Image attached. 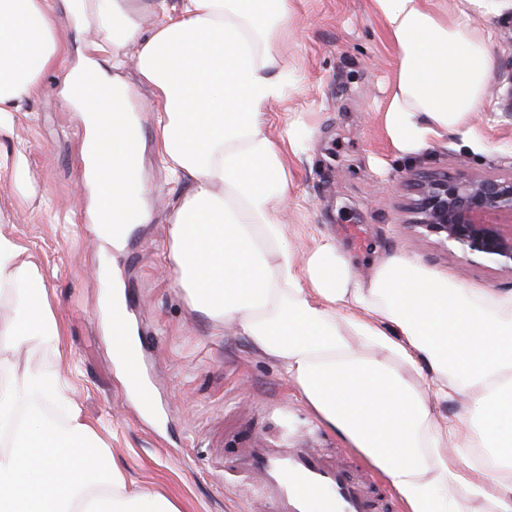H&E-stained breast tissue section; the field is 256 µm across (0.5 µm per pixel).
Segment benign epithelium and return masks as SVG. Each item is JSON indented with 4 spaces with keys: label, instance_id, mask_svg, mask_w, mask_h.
<instances>
[{
    "label": "benign epithelium",
    "instance_id": "1",
    "mask_svg": "<svg viewBox=\"0 0 512 512\" xmlns=\"http://www.w3.org/2000/svg\"><path fill=\"white\" fill-rule=\"evenodd\" d=\"M414 225L440 237L467 260L512 272V177L415 178Z\"/></svg>",
    "mask_w": 512,
    "mask_h": 512
}]
</instances>
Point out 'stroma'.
<instances>
[{
	"mask_svg": "<svg viewBox=\"0 0 512 512\" xmlns=\"http://www.w3.org/2000/svg\"><path fill=\"white\" fill-rule=\"evenodd\" d=\"M446 3L449 16L466 11L489 34L494 76L476 117L483 143L476 150L451 134L403 156L382 121L397 68L382 19L369 0H297L287 57L300 89L287 106H272L267 121L278 135L288 121L308 118L314 133L289 161L291 179L277 214L299 258L329 236L360 276L399 252L464 284L512 291V273L468 263L437 236L420 234L406 211L413 197L410 172L512 175V116L505 101L512 87V12L485 15L461 0ZM65 73L61 66L42 75L38 90L13 112L10 134L0 139V149L22 157L18 183L0 184V235L37 265L62 333L28 346L30 366L59 374L68 398L129 480L162 490L182 512H247L246 480L226 472L212 445L219 436L228 444L254 430L288 443L302 437L339 463L364 464L308 409L276 360L190 310L168 259L169 215L188 186L173 183L155 155L153 91L132 65L123 77L145 144L151 220L129 226L135 246L118 251L104 242L81 162L83 125L60 94ZM116 275L137 335L147 341L149 412L127 390L104 330V304Z\"/></svg>",
	"mask_w": 512,
	"mask_h": 512,
	"instance_id": "obj_1",
	"label": "stroma"
}]
</instances>
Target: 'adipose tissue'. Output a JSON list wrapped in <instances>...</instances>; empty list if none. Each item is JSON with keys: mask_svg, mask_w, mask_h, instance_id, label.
I'll use <instances>...</instances> for the list:
<instances>
[{"mask_svg": "<svg viewBox=\"0 0 512 512\" xmlns=\"http://www.w3.org/2000/svg\"><path fill=\"white\" fill-rule=\"evenodd\" d=\"M398 67L384 111L393 147L414 155L475 118L493 78L489 35L433 0H369ZM295 0H155L142 31L122 0H0V134L11 112L63 62L56 8L105 34L67 67L62 93L85 129L82 158L109 243L151 219L142 135L118 71L134 62L158 100L157 150L188 182L170 214L169 256L192 311L235 324L277 360L300 398L379 470L404 512H512V292L473 288L395 253L356 278L334 239L304 261L287 247L275 200L308 125L266 124L299 77L286 62ZM105 147L111 169L97 165ZM0 337L17 347L58 335L35 265L0 236ZM456 399L452 417L430 398ZM0 512H182L129 484L59 376L0 369Z\"/></svg>", "mask_w": 512, "mask_h": 512, "instance_id": "ef3b65f1", "label": "adipose tissue"}]
</instances>
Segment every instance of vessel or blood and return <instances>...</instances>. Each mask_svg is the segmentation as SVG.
I'll return each instance as SVG.
<instances>
[{
  "label": "vessel or blood",
  "instance_id": "obj_1",
  "mask_svg": "<svg viewBox=\"0 0 512 512\" xmlns=\"http://www.w3.org/2000/svg\"><path fill=\"white\" fill-rule=\"evenodd\" d=\"M232 462L256 480L272 512H379L372 474L356 475L328 462L308 442L284 446L252 434L235 449Z\"/></svg>",
  "mask_w": 512,
  "mask_h": 512
}]
</instances>
